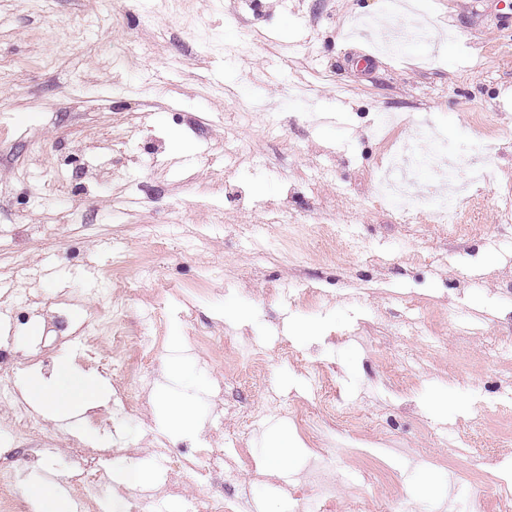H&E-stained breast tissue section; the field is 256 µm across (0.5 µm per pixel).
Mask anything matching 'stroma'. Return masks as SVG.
Returning a JSON list of instances; mask_svg holds the SVG:
<instances>
[{
	"mask_svg": "<svg viewBox=\"0 0 512 512\" xmlns=\"http://www.w3.org/2000/svg\"><path fill=\"white\" fill-rule=\"evenodd\" d=\"M385 0H0V344L27 374L52 378L60 361L112 380L106 328L78 339L90 311L122 291L129 335L146 336L159 379L142 416L98 405L79 424L51 423L54 450L22 471L17 494L40 512L33 486L74 499L76 458L99 462L106 512H129L142 492L180 487L158 500L184 512L215 483L168 471L147 445L163 434L192 450L210 430L224 382L229 401L308 396L316 359L336 362L331 383L381 418L425 458L376 451L358 429L339 469L336 507L383 502L412 512H495L462 482L470 457L449 439L484 444L512 479V357L486 366L512 325V223L500 197L512 187V0H415L435 46L391 55L356 37L360 20L393 25ZM260 34L236 56L225 47ZM390 112L436 130L463 154L484 148L483 178L459 196L456 224L421 222L373 201V174L389 144L373 134ZM492 129L481 139L470 113ZM233 129L236 150L224 145ZM366 338H353L357 322ZM262 341L282 336L305 357L268 362L236 379L230 349L191 352L207 326ZM194 406L196 427L175 432L167 398ZM295 452L266 476L271 441ZM320 443L305 425L271 421L238 473L239 493L262 512H292L291 491ZM145 482L124 487L129 470Z\"/></svg>",
	"mask_w": 512,
	"mask_h": 512,
	"instance_id": "35a3bbf8",
	"label": "stroma"
}]
</instances>
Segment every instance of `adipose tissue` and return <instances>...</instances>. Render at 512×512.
Segmentation results:
<instances>
[{
  "label": "adipose tissue",
  "instance_id": "adipose-tissue-1",
  "mask_svg": "<svg viewBox=\"0 0 512 512\" xmlns=\"http://www.w3.org/2000/svg\"><path fill=\"white\" fill-rule=\"evenodd\" d=\"M25 396L33 401L48 402L55 418H75V404L89 407L100 403L106 395L104 387L95 379L72 372L65 365L59 366L52 380L29 376L24 385Z\"/></svg>",
  "mask_w": 512,
  "mask_h": 512
}]
</instances>
